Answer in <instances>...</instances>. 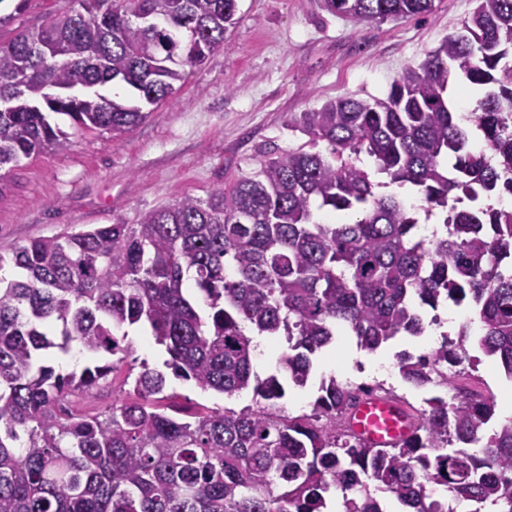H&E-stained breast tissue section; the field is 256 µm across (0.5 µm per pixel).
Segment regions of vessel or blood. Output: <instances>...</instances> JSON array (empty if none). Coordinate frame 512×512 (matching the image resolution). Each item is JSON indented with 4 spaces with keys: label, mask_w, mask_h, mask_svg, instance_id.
<instances>
[{
    "label": "vessel or blood",
    "mask_w": 512,
    "mask_h": 512,
    "mask_svg": "<svg viewBox=\"0 0 512 512\" xmlns=\"http://www.w3.org/2000/svg\"><path fill=\"white\" fill-rule=\"evenodd\" d=\"M346 425L366 442L388 446L411 435L413 417L403 402L387 395H372L349 411Z\"/></svg>",
    "instance_id": "vessel-or-blood-1"
}]
</instances>
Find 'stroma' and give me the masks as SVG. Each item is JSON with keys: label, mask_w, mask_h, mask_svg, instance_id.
Returning a JSON list of instances; mask_svg holds the SVG:
<instances>
[{"label": "stroma", "mask_w": 512, "mask_h": 512, "mask_svg": "<svg viewBox=\"0 0 512 512\" xmlns=\"http://www.w3.org/2000/svg\"><path fill=\"white\" fill-rule=\"evenodd\" d=\"M72 0H0V42L16 30L34 29ZM478 0H435L426 16L359 24L328 13L321 0H239L228 45L187 68L178 92L149 107L147 118L126 133L81 130L64 115L54 123L68 132L64 150L44 149L0 169V253L30 240L52 238L102 224H135L145 212L185 198L204 200L256 168L262 152L307 141L296 130L300 115L341 98H382L408 66L462 29ZM425 337L399 336L370 353L353 339L320 353L305 387H290L289 414L310 412L321 378L354 385L381 384L414 406L436 395L413 388L399 374L396 355L429 351ZM494 395L512 387L500 364L482 358L462 365L454 387L474 384ZM178 403L241 409L251 392L227 399L193 382L169 384Z\"/></svg>", "instance_id": "1"}]
</instances>
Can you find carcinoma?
<instances>
[{"instance_id": "1", "label": "carcinoma", "mask_w": 512, "mask_h": 512, "mask_svg": "<svg viewBox=\"0 0 512 512\" xmlns=\"http://www.w3.org/2000/svg\"><path fill=\"white\" fill-rule=\"evenodd\" d=\"M0 43V167L68 134L51 123L123 133L177 92L184 67L226 45L238 0H80ZM434 0H323L359 22L433 12ZM462 32L394 80L384 98H343L305 112L298 148L255 171L141 217L35 239L0 254V512H512V416L485 433L492 394L441 395L411 407L412 434L387 448L353 435L344 417L369 386L321 382L309 413L283 399L317 354L356 339L374 352L420 336L422 311L469 299L458 339L403 353L415 387L450 386L448 370L476 346L512 379V0H479ZM109 84L126 101L101 93ZM454 87L483 91L459 111ZM326 148L319 149L320 144ZM374 170L362 165V157ZM410 184L418 199L379 192ZM441 217L419 233V214ZM165 347L132 393L75 414L132 355L129 329ZM287 344L276 370L254 369L258 338ZM109 355L62 372L40 352ZM231 398L240 410L190 413L161 404L168 376ZM448 493V504L432 490Z\"/></svg>"}]
</instances>
